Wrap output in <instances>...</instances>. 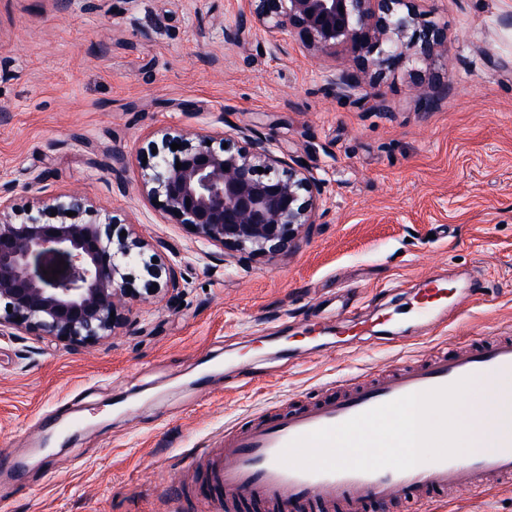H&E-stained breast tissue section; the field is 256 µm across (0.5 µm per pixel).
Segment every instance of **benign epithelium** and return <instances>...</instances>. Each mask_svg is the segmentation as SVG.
Masks as SVG:
<instances>
[{
    "label": "benign epithelium",
    "instance_id": "7a95c632",
    "mask_svg": "<svg viewBox=\"0 0 512 512\" xmlns=\"http://www.w3.org/2000/svg\"><path fill=\"white\" fill-rule=\"evenodd\" d=\"M410 2L241 0L236 24L224 27V42H241L252 27L268 35L273 56L283 50L285 33L326 55L343 47L353 67L329 84L365 101L375 76L404 62L406 51L422 61L448 43L445 29L422 20ZM237 137L240 143L231 144L189 131L164 135L151 144L156 153L142 166L141 189L172 223L195 227L204 245L276 256L315 223L324 182L255 131L239 128ZM173 141L179 149H170ZM84 213L89 220H79ZM147 247L133 227L117 224L79 192L17 217L1 191L0 337L33 336L72 350L109 338L130 320L134 304L184 288L175 269L164 274L146 258ZM54 268L60 274H51Z\"/></svg>",
    "mask_w": 512,
    "mask_h": 512
}]
</instances>
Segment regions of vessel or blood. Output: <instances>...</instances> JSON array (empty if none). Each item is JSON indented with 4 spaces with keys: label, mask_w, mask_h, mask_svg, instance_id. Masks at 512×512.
<instances>
[{
    "label": "vessel or blood",
    "mask_w": 512,
    "mask_h": 512,
    "mask_svg": "<svg viewBox=\"0 0 512 512\" xmlns=\"http://www.w3.org/2000/svg\"><path fill=\"white\" fill-rule=\"evenodd\" d=\"M512 372V336L452 344L442 353L395 368L381 379L354 375L341 390L284 414L269 415L224 432L210 480L224 493V512H384L411 505L428 512L440 495L459 488L482 494L512 482V432L493 431L490 449L467 460L423 462L409 470L311 472L280 463L295 438L339 425L400 397L425 393L470 378L494 387ZM25 462L0 453V477L24 481Z\"/></svg>",
    "instance_id": "obj_1"
}]
</instances>
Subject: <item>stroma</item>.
Wrapping results in <instances>:
<instances>
[{"instance_id":"obj_1","label":"stroma","mask_w":512,"mask_h":512,"mask_svg":"<svg viewBox=\"0 0 512 512\" xmlns=\"http://www.w3.org/2000/svg\"><path fill=\"white\" fill-rule=\"evenodd\" d=\"M239 0H0V189L16 211L78 191L134 225L184 287L136 305L106 343L76 351L0 338V448L28 466L0 480V512H214L195 451L227 428L314 400L324 385L512 332V0H415L447 51L336 96L346 66L265 34L224 42ZM436 92L429 109L416 88ZM250 128L325 182L289 251L206 258L139 191L168 130ZM122 155L127 191L112 181ZM430 280L484 295L395 338L337 342L346 317L408 310ZM450 512H512V486L464 491Z\"/></svg>"}]
</instances>
